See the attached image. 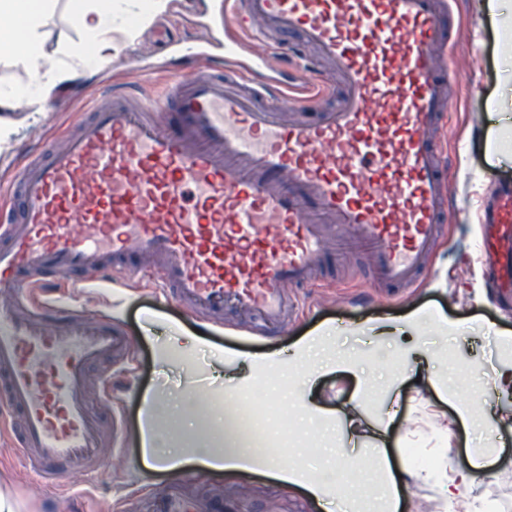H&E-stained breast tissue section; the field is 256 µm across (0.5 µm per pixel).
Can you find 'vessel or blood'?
Instances as JSON below:
<instances>
[{"instance_id": "1", "label": "vessel or blood", "mask_w": 512, "mask_h": 512, "mask_svg": "<svg viewBox=\"0 0 512 512\" xmlns=\"http://www.w3.org/2000/svg\"><path fill=\"white\" fill-rule=\"evenodd\" d=\"M250 37L242 57L172 78L158 94L121 87L95 100L78 131L0 181V401L42 482L92 469L100 428L85 368L121 354L111 324L49 315L40 275L95 280L159 260L161 286L194 310L234 309L280 326L288 290L331 255L326 229L351 234L385 285L413 284L448 217L444 53L448 0H224ZM298 36L306 66L339 82L250 79L268 38ZM512 192L481 239L498 285L512 287Z\"/></svg>"}]
</instances>
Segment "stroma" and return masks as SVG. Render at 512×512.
Returning a JSON list of instances; mask_svg holds the SVG:
<instances>
[{"instance_id":"35a3bbf8","label":"stroma","mask_w":512,"mask_h":512,"mask_svg":"<svg viewBox=\"0 0 512 512\" xmlns=\"http://www.w3.org/2000/svg\"><path fill=\"white\" fill-rule=\"evenodd\" d=\"M481 0H456L450 20L456 37L448 49L450 112L439 139L451 158L448 181L452 205L441 239L418 282L405 288L379 285L361 249L339 238L327 239L336 262L322 270L315 285L295 289V318L274 330L235 310L214 322L194 315L157 285L154 270H141L131 284L116 279L83 283L79 275L62 279L60 304L81 319L108 317L128 340L125 354L86 370L90 412L101 424L104 446L94 471H62L58 485H47L21 469L13 441L0 435V488L18 492L26 512H150L153 499L167 493L188 501L193 512L214 505L233 512H324L304 490L265 474L214 476L200 462L187 464L176 478L149 469L139 454L144 394L165 400L192 397L196 416L216 404L235 402L237 421L276 408L294 426L306 425L302 406L315 398L332 421L317 428L312 448H281L279 466L302 464L314 475L335 469L342 456L361 458L364 471L344 488L329 486L334 512H361L377 501L382 464H389L401 488L400 512H512V431L492 424L461 422L456 408L475 415L485 409L512 414V398L489 389L496 371L511 363L501 333L512 335L506 311L484 286L478 262V215L484 194L512 184V165L491 155L496 135L484 125L488 113L512 114V27L494 20ZM217 0H169L166 10L128 38L126 21L112 22L110 58L55 88L47 102H25L0 118L7 123V144L0 146V172L15 171L21 158L39 153L58 135L72 131L106 84L119 83L143 93L161 86L182 66L181 49L210 36L211 55L224 53L225 39L242 40L237 28L217 24ZM44 51L69 64V51L82 44L69 23L68 0H56L40 29ZM424 308L441 315L453 332L422 326L417 336H375L370 319L403 317ZM328 324L326 344L347 368L322 374L308 384L296 371L290 380L261 370L247 389L213 379L211 367L223 363L238 371L243 358L286 349L311 330ZM172 335L196 331L207 338L200 350L162 365L158 344L144 328ZM357 408L363 431L350 441L345 412ZM124 434L112 436L113 419ZM494 453L496 464L474 481L466 505H449L448 484L474 451Z\"/></svg>"}]
</instances>
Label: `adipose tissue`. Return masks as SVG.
Instances as JSON below:
<instances>
[{
	"label": "adipose tissue",
	"mask_w": 512,
	"mask_h": 512,
	"mask_svg": "<svg viewBox=\"0 0 512 512\" xmlns=\"http://www.w3.org/2000/svg\"><path fill=\"white\" fill-rule=\"evenodd\" d=\"M168 0H101L100 7L87 6L86 0H71L72 21L83 36V49L76 53L77 67L58 68L44 53L37 34L38 21L49 9L50 0H0V17L9 18L10 26L0 29V46L41 68L42 76L0 94V112L14 111L20 101H44L52 88L78 76L80 68L90 61H104L112 53L108 39L107 21L115 14L149 22L167 7ZM164 420L180 434L176 447L158 452L155 432L142 433L140 438L143 459L152 461L154 470L177 476L186 463L202 459L211 473L271 472L280 481L304 488L317 501H325L327 486L324 480L301 467H278L269 458L258 455L244 444L241 433L228 430L223 438H213L215 421L202 422L194 417L189 406L167 408Z\"/></svg>",
	"instance_id": "ef3b65f1"
}]
</instances>
